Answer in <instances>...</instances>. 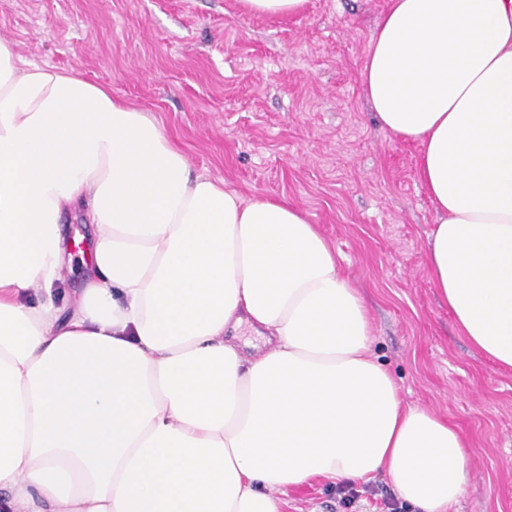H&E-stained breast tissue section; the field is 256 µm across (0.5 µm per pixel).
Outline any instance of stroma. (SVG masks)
<instances>
[{
  "label": "stroma",
  "instance_id": "35a3bbf8",
  "mask_svg": "<svg viewBox=\"0 0 512 512\" xmlns=\"http://www.w3.org/2000/svg\"><path fill=\"white\" fill-rule=\"evenodd\" d=\"M388 0H308L292 17L245 13L238 0H0V37L41 66L81 71L151 112L193 171L244 196L282 198L319 225L360 288L372 351L407 404L427 407L472 445L457 512H512V373L459 336L426 264L433 205L417 145L381 127L359 83ZM75 244L56 303L70 310L90 273V230ZM352 504L315 480L282 512H389L382 478Z\"/></svg>",
  "mask_w": 512,
  "mask_h": 512
}]
</instances>
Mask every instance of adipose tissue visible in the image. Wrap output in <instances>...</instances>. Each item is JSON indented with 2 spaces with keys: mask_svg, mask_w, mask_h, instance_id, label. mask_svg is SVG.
<instances>
[{
  "mask_svg": "<svg viewBox=\"0 0 512 512\" xmlns=\"http://www.w3.org/2000/svg\"><path fill=\"white\" fill-rule=\"evenodd\" d=\"M359 79L419 147L457 333L512 371V0H389ZM73 214L93 273L65 313ZM372 336L304 211L194 172L152 114L0 37V512H281L378 476L448 512L471 445L403 405Z\"/></svg>",
  "mask_w": 512,
  "mask_h": 512,
  "instance_id": "obj_1",
  "label": "adipose tissue"
}]
</instances>
